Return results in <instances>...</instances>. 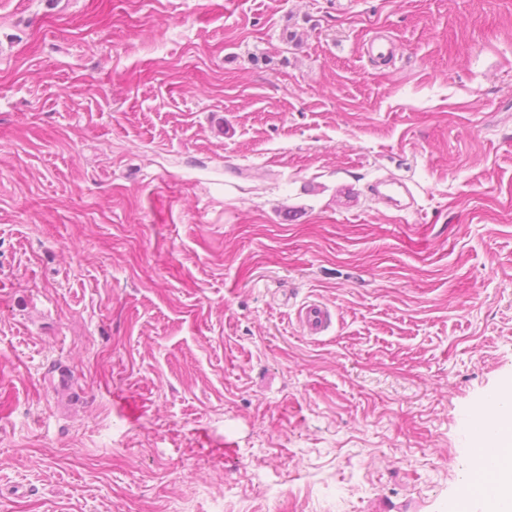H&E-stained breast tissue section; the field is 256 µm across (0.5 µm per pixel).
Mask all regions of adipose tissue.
<instances>
[{
	"label": "adipose tissue",
	"instance_id": "obj_1",
	"mask_svg": "<svg viewBox=\"0 0 512 512\" xmlns=\"http://www.w3.org/2000/svg\"><path fill=\"white\" fill-rule=\"evenodd\" d=\"M489 411L478 412L468 428L471 443L464 477L482 465L483 491L470 503V512H512V384L486 397Z\"/></svg>",
	"mask_w": 512,
	"mask_h": 512
}]
</instances>
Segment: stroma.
<instances>
[{
  "label": "stroma",
  "mask_w": 512,
  "mask_h": 512,
  "mask_svg": "<svg viewBox=\"0 0 512 512\" xmlns=\"http://www.w3.org/2000/svg\"><path fill=\"white\" fill-rule=\"evenodd\" d=\"M510 380L512 0H0V512H446ZM297 321L308 336H321L332 325L333 314L320 302H307L297 310Z\"/></svg>",
  "instance_id": "obj_1"
}]
</instances>
